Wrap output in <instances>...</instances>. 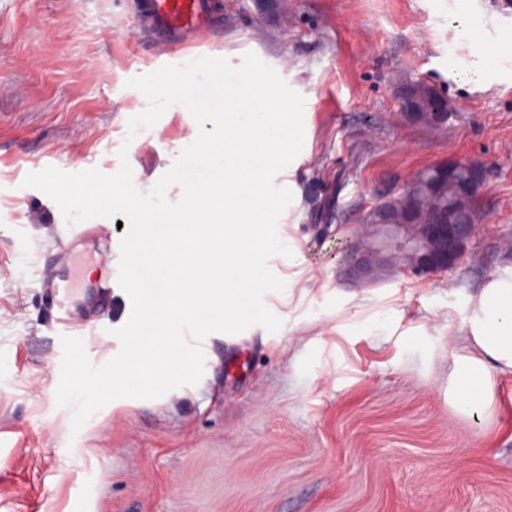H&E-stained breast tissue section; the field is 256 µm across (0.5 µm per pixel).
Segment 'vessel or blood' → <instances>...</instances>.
<instances>
[{
  "label": "vessel or blood",
  "mask_w": 512,
  "mask_h": 512,
  "mask_svg": "<svg viewBox=\"0 0 512 512\" xmlns=\"http://www.w3.org/2000/svg\"><path fill=\"white\" fill-rule=\"evenodd\" d=\"M140 27L160 46L193 44L220 18V0H131ZM51 306L64 330H78L73 318V291L67 270L52 277Z\"/></svg>",
  "instance_id": "vessel-or-blood-1"
}]
</instances>
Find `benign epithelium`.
<instances>
[{
    "mask_svg": "<svg viewBox=\"0 0 512 512\" xmlns=\"http://www.w3.org/2000/svg\"><path fill=\"white\" fill-rule=\"evenodd\" d=\"M435 125L448 117V102L438 92L429 97ZM466 173L459 183L461 204L450 207L433 218L405 214V222L393 223L394 206L381 200L369 211L373 224L361 225L357 242L348 257L347 271L357 281H369L382 271H405L414 276H428L448 270L464 257L465 246L476 232L478 221L465 205L483 180V169L472 162H461Z\"/></svg>",
    "mask_w": 512,
    "mask_h": 512,
    "instance_id": "7a95c632",
    "label": "benign epithelium"
}]
</instances>
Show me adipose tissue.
<instances>
[{"label": "adipose tissue", "instance_id": "adipose-tissue-1", "mask_svg": "<svg viewBox=\"0 0 512 512\" xmlns=\"http://www.w3.org/2000/svg\"><path fill=\"white\" fill-rule=\"evenodd\" d=\"M470 307L465 344L448 373V404L460 415L490 418L501 403L496 377L512 376V274L492 276Z\"/></svg>", "mask_w": 512, "mask_h": 512}]
</instances>
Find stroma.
<instances>
[{
    "instance_id": "obj_1",
    "label": "stroma",
    "mask_w": 512,
    "mask_h": 512,
    "mask_svg": "<svg viewBox=\"0 0 512 512\" xmlns=\"http://www.w3.org/2000/svg\"><path fill=\"white\" fill-rule=\"evenodd\" d=\"M224 24L159 54L129 0H0V512H512V378L496 417L464 418L444 396L469 298L512 270V62L490 88L468 80L475 47L512 39V0H221ZM255 53L305 99L293 176L300 199L264 297L282 322L203 341L201 381L155 400L119 398L79 433L58 406L62 330L41 272L79 276V312L104 310L84 340L93 365L120 350L131 304L96 284L94 248L58 249L76 229L25 177L48 167L115 173L139 189L172 166L198 125L182 105L150 128L129 79L164 65ZM422 79L447 124L406 120L395 100ZM474 162L483 220L444 272L345 274L360 215L437 163Z\"/></svg>"
}]
</instances>
